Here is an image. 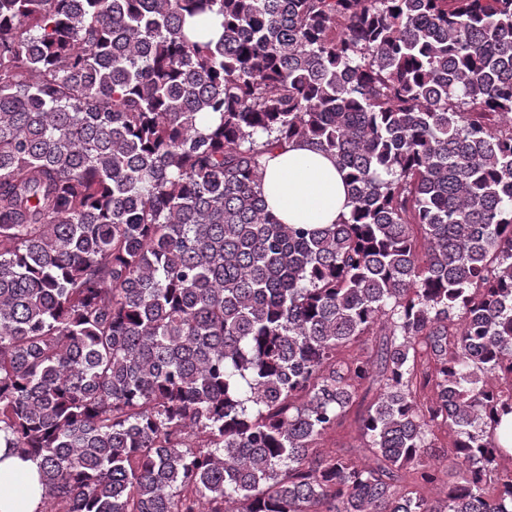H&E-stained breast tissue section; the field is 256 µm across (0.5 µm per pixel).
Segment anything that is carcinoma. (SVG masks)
Here are the masks:
<instances>
[{
    "label": "carcinoma",
    "instance_id": "carcinoma-1",
    "mask_svg": "<svg viewBox=\"0 0 512 512\" xmlns=\"http://www.w3.org/2000/svg\"><path fill=\"white\" fill-rule=\"evenodd\" d=\"M296 139L348 219L267 211ZM366 384L370 460L322 451ZM505 415L512 0H0V438L41 512H512ZM383 336H363L359 340L349 344L346 348H343L340 355L348 357L368 356L374 354L376 350L381 346Z\"/></svg>",
    "mask_w": 512,
    "mask_h": 512
}]
</instances>
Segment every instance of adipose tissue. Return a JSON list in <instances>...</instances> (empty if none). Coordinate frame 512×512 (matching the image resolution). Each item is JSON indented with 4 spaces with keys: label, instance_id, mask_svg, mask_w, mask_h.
I'll return each instance as SVG.
<instances>
[{
    "label": "adipose tissue",
    "instance_id": "ef3b65f1",
    "mask_svg": "<svg viewBox=\"0 0 512 512\" xmlns=\"http://www.w3.org/2000/svg\"><path fill=\"white\" fill-rule=\"evenodd\" d=\"M267 208L285 224H333L348 217L344 174L334 159L304 141L268 157L261 183ZM39 512L40 461L0 444V512Z\"/></svg>",
    "mask_w": 512,
    "mask_h": 512
}]
</instances>
